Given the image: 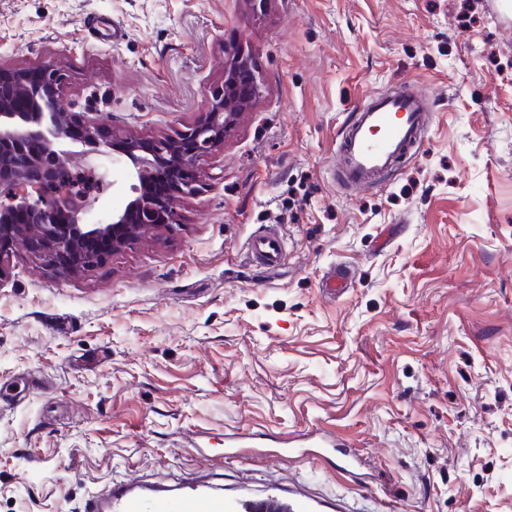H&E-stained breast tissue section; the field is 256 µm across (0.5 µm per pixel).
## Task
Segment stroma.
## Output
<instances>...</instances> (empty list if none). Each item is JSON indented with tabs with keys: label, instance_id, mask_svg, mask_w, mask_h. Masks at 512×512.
Wrapping results in <instances>:
<instances>
[{
	"label": "stroma",
	"instance_id": "35a3bbf8",
	"mask_svg": "<svg viewBox=\"0 0 512 512\" xmlns=\"http://www.w3.org/2000/svg\"><path fill=\"white\" fill-rule=\"evenodd\" d=\"M262 95L200 164L182 222L69 275L0 276V512H81L138 477L226 494L296 476L334 512H512V23L494 0H0V71L51 64L104 135H174L237 51ZM424 90V145L330 177L369 93ZM133 184L113 162L93 218ZM277 231L262 273L248 244ZM344 294L321 290L333 264ZM330 432L367 457L225 459ZM250 257L254 265L260 269H275L285 262V242L275 232L257 235L250 247ZM353 279V271L350 267L343 265H336L331 267L326 275L324 280V286L329 291L340 292L344 288H348V286L352 283Z\"/></svg>",
	"mask_w": 512,
	"mask_h": 512
}]
</instances>
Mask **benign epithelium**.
<instances>
[{"instance_id": "1", "label": "benign epithelium", "mask_w": 512, "mask_h": 512, "mask_svg": "<svg viewBox=\"0 0 512 512\" xmlns=\"http://www.w3.org/2000/svg\"><path fill=\"white\" fill-rule=\"evenodd\" d=\"M263 75L237 54L224 66V82L207 90L210 110L178 138L148 140L112 134L76 120L74 136L64 73L48 65L31 74L0 75V275L18 241L28 242L60 274L100 264L131 243L180 223L179 203L202 189L200 161L212 153L259 97ZM116 151L127 160L133 197L119 211L91 224L95 199L84 178L105 181L99 160ZM64 213L69 223H57Z\"/></svg>"}]
</instances>
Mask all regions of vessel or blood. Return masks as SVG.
Wrapping results in <instances>:
<instances>
[{
	"label": "vessel or blood",
	"instance_id": "vessel-or-blood-1",
	"mask_svg": "<svg viewBox=\"0 0 512 512\" xmlns=\"http://www.w3.org/2000/svg\"><path fill=\"white\" fill-rule=\"evenodd\" d=\"M429 104L427 94L413 88L365 99L341 132L334 171L340 186L352 189L372 184L386 175L397 159L416 153L429 125ZM250 257L256 267L275 269L285 262V242L275 232L257 235ZM352 279L350 267L336 265L327 271L324 286L336 293L347 288ZM304 446L307 458L323 460L336 455L341 459L340 472L352 474L357 470L355 455L347 442L337 437L315 434ZM83 512H324V505L300 484L287 490L275 484L265 497L245 499L218 494L209 482L191 479L175 489L116 483L108 495L88 497Z\"/></svg>",
	"mask_w": 512,
	"mask_h": 512
}]
</instances>
